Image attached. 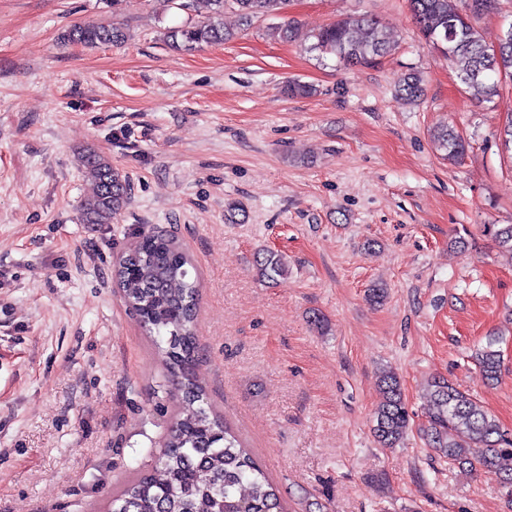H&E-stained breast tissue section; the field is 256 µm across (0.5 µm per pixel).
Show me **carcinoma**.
<instances>
[{"instance_id": "carcinoma-1", "label": "carcinoma", "mask_w": 512, "mask_h": 512, "mask_svg": "<svg viewBox=\"0 0 512 512\" xmlns=\"http://www.w3.org/2000/svg\"><path fill=\"white\" fill-rule=\"evenodd\" d=\"M290 0H188L197 20L166 31L169 44L191 51L203 44H222L233 37L224 29V11L232 8L245 23L285 12ZM425 44L439 49L456 77L483 101L499 93V77L512 74V31L499 39L500 54L487 48L455 0H408ZM312 49L333 54L343 65H370L391 51L385 28L374 17L349 15L321 28ZM65 39L84 47L118 46L128 39L124 24L87 22L73 27ZM422 80L405 75L399 92L415 101ZM437 147L456 161L469 143L451 125L433 132ZM81 166L95 190L81 205L85 224H110L130 202L127 175L95 153L81 157ZM484 233L512 251V224H485ZM190 262L176 239L149 233L120 258L115 278L141 324L164 344L165 382L181 392L164 449L152 471L130 480L112 494L110 512H288L280 491L244 448L227 422L213 415L195 373L198 359L195 321L197 285ZM259 275L269 281L288 278V261L268 251L256 260ZM485 378L501 373L495 342L475 353ZM382 400L374 411L372 433L382 448H395L410 428V415L399 377H380ZM434 412L422 429L426 445L451 468L496 469L512 486V433L467 391L447 379L432 382Z\"/></svg>"}]
</instances>
